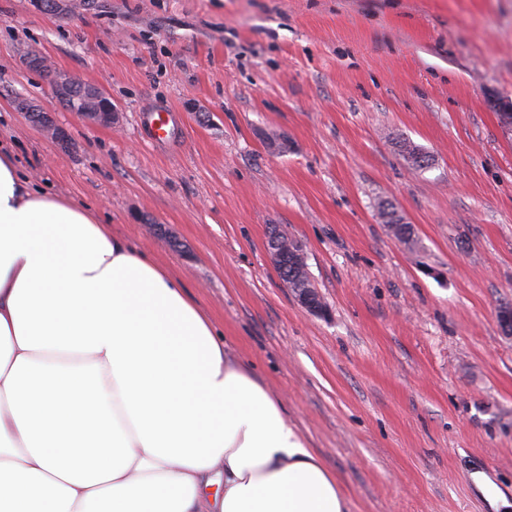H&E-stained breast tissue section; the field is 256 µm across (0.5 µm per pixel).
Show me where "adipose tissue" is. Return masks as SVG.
Returning a JSON list of instances; mask_svg holds the SVG:
<instances>
[{
  "label": "adipose tissue",
  "instance_id": "1",
  "mask_svg": "<svg viewBox=\"0 0 512 512\" xmlns=\"http://www.w3.org/2000/svg\"><path fill=\"white\" fill-rule=\"evenodd\" d=\"M0 512H353L185 286L5 150Z\"/></svg>",
  "mask_w": 512,
  "mask_h": 512
}]
</instances>
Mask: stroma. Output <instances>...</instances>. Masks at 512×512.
Masks as SVG:
<instances>
[{
    "mask_svg": "<svg viewBox=\"0 0 512 512\" xmlns=\"http://www.w3.org/2000/svg\"><path fill=\"white\" fill-rule=\"evenodd\" d=\"M33 48L103 85L119 127L59 105L25 66ZM505 100L512 0H0V147L183 282L354 512H493L476 471L512 502ZM160 106L163 144L148 123ZM405 139L429 168L404 160ZM383 199L416 248L390 236ZM273 224L303 244L327 316L280 281ZM17 107L21 112H24V114L30 119L34 120L35 123L41 127V129L50 136L51 139H54L61 143H67L68 141V135L59 126H57L52 116L49 112H46L37 104H33L31 102L25 101V100H17ZM46 113L47 117H37L35 116V113Z\"/></svg>",
    "mask_w": 512,
    "mask_h": 512,
    "instance_id": "35a3bbf8",
    "label": "stroma"
}]
</instances>
